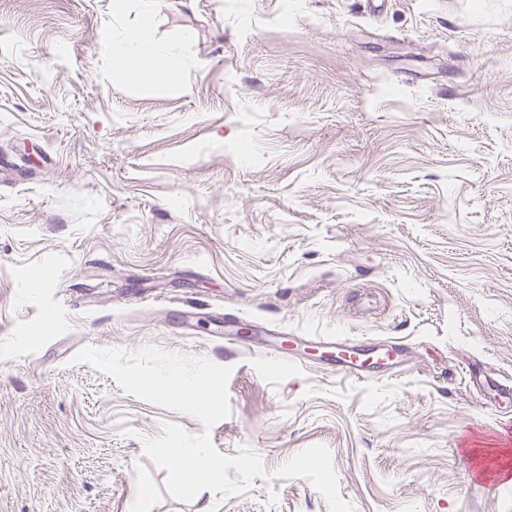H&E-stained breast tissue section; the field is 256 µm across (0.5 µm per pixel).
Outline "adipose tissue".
<instances>
[{"label":"adipose tissue","mask_w":512,"mask_h":512,"mask_svg":"<svg viewBox=\"0 0 512 512\" xmlns=\"http://www.w3.org/2000/svg\"><path fill=\"white\" fill-rule=\"evenodd\" d=\"M154 4L155 0H145L138 27L113 47L112 65L117 75L134 81L157 79L175 85L180 80V52L151 41Z\"/></svg>","instance_id":"obj_1"}]
</instances>
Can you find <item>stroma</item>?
I'll return each instance as SVG.
<instances>
[{
  "mask_svg": "<svg viewBox=\"0 0 512 512\" xmlns=\"http://www.w3.org/2000/svg\"><path fill=\"white\" fill-rule=\"evenodd\" d=\"M142 6L0 0V512H329L314 444L355 512H512V0H159L176 86L112 72ZM149 345L231 367L248 492L170 497L202 424L75 359ZM319 343L330 345L336 349V361L340 366V370L357 379H364L365 376L359 371L363 368L364 354L355 348V343L364 341L347 336H336L333 342L330 336H317Z\"/></svg>",
  "mask_w": 512,
  "mask_h": 512,
  "instance_id": "35a3bbf8",
  "label": "stroma"
}]
</instances>
